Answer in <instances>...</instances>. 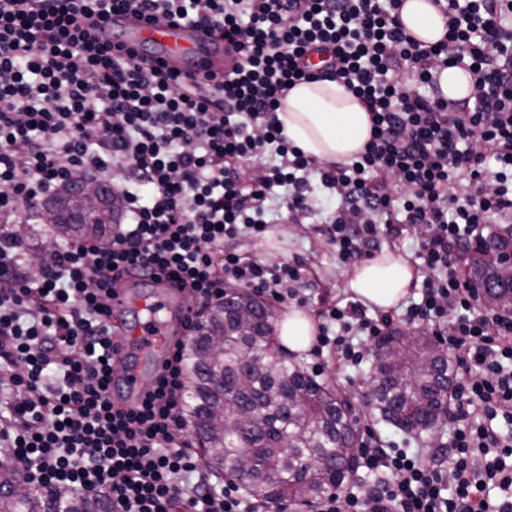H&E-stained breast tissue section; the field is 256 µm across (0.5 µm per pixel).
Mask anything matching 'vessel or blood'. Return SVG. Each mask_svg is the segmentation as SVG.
Masks as SVG:
<instances>
[{"label":"vessel or blood","instance_id":"obj_1","mask_svg":"<svg viewBox=\"0 0 512 512\" xmlns=\"http://www.w3.org/2000/svg\"><path fill=\"white\" fill-rule=\"evenodd\" d=\"M104 30L116 32V42L124 50L182 77L223 76L232 72L238 61L222 39L184 23L148 22L114 14ZM110 309L118 364L110 394L116 408L127 410L137 407L153 390L164 361L180 338V322L189 307L182 295L161 282L139 299L128 289H116Z\"/></svg>","mask_w":512,"mask_h":512}]
</instances>
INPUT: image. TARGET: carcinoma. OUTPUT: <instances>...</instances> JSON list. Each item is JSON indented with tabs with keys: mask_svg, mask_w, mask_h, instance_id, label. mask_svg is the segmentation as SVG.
I'll list each match as a JSON object with an SVG mask.
<instances>
[{
	"mask_svg": "<svg viewBox=\"0 0 512 512\" xmlns=\"http://www.w3.org/2000/svg\"><path fill=\"white\" fill-rule=\"evenodd\" d=\"M69 195L65 191L48 204L53 231L70 241L105 240L112 209L84 214ZM493 246L509 249L512 240L493 233L478 244L470 264L471 277L488 288L489 307L512 287L486 257ZM274 323V311L246 290L210 309L185 342L183 417L212 474L234 475L257 502L312 509L326 487H341L358 471L357 437L346 397L283 354ZM377 347L380 353L371 358L376 386L368 391L369 400L398 429L438 438L437 409L452 381L448 358L439 356L437 343L422 329L409 335L394 331ZM247 357L254 360L249 368ZM320 457L328 458V468L312 466ZM7 512H112V505L104 497L68 489H31L13 499Z\"/></svg>",
	"mask_w": 512,
	"mask_h": 512,
	"instance_id": "obj_1",
	"label": "carcinoma"
}]
</instances>
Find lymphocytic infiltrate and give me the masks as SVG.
Masks as SVG:
<instances>
[{"label":"lymphocytic infiltrate","instance_id":"f902f5d3","mask_svg":"<svg viewBox=\"0 0 512 512\" xmlns=\"http://www.w3.org/2000/svg\"><path fill=\"white\" fill-rule=\"evenodd\" d=\"M447 31L422 46L403 0H0V371L11 378L0 441L24 481L102 496L112 512L243 510L236 482L200 474L183 428L182 348L136 409H115L106 299L119 281L168 279L204 305L226 285L288 299L303 269L243 255L263 238L270 203L308 213L313 182L341 203L326 229L339 264L421 230L418 297L390 312L359 301L318 310L311 350L359 365L363 338L394 322L425 324L458 375L457 427L446 445L409 453L369 433L360 456L382 480L325 497L316 512H512V317L482 311L459 261L491 225L512 223V0H444ZM116 12L174 19L221 35L239 61L195 82L102 43ZM325 57L321 70L306 63ZM473 77L452 100L438 75ZM343 82L369 113L371 136L351 162L306 155L278 111L302 82ZM126 183L109 241L53 250L39 279L13 227L78 180ZM510 425L502 432L497 420Z\"/></svg>","mask_w":512,"mask_h":512}]
</instances>
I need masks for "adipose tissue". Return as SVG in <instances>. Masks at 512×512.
Listing matches in <instances>:
<instances>
[{"instance_id": "obj_1", "label": "adipose tissue", "mask_w": 512, "mask_h": 512, "mask_svg": "<svg viewBox=\"0 0 512 512\" xmlns=\"http://www.w3.org/2000/svg\"><path fill=\"white\" fill-rule=\"evenodd\" d=\"M401 20L406 31L430 45L446 33V17L432 0H404ZM278 118L289 142L319 160L344 163L361 152L370 137L371 122L363 103L336 80L302 83L291 89ZM417 271L400 255L387 251L357 265L348 281L351 293L381 311L395 308L418 282ZM315 327L301 310L285 314L279 328L284 348L307 351Z\"/></svg>"}]
</instances>
